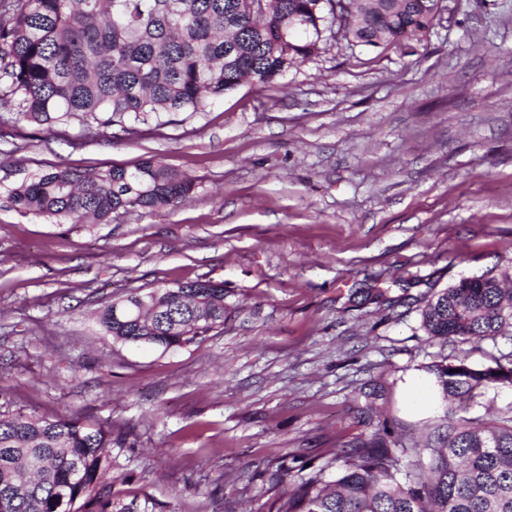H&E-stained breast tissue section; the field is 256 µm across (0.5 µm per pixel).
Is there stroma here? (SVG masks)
<instances>
[{
	"label": "stroma",
	"instance_id": "1",
	"mask_svg": "<svg viewBox=\"0 0 512 512\" xmlns=\"http://www.w3.org/2000/svg\"><path fill=\"white\" fill-rule=\"evenodd\" d=\"M427 37L329 35L279 85L128 139L19 122L0 187L62 164L157 156L194 179L173 210L58 226L0 194V394L112 425V487L156 512H268L271 477L324 468L371 432L424 446L444 406L429 368L512 338L428 341L425 298L512 272V0H442ZM224 284V328L176 350L120 344L96 317L124 292ZM382 300H374L376 291Z\"/></svg>",
	"mask_w": 512,
	"mask_h": 512
}]
</instances>
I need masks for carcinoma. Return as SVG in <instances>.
I'll return each instance as SVG.
<instances>
[{
	"instance_id": "cac0c4a2",
	"label": "carcinoma",
	"mask_w": 512,
	"mask_h": 512,
	"mask_svg": "<svg viewBox=\"0 0 512 512\" xmlns=\"http://www.w3.org/2000/svg\"><path fill=\"white\" fill-rule=\"evenodd\" d=\"M327 0H0V129L25 120H77L92 136L118 125L165 124L204 112L249 78L276 85L320 50ZM441 0H359L362 25L348 43L381 47L424 37ZM303 16L302 30L288 16ZM130 125H125V122ZM194 180L150 156L134 169L57 165L6 189L13 207L54 224L109 223L124 210L185 204ZM114 341L163 350L224 327V283L211 279L131 291L98 311ZM427 340L479 343L512 335V292L491 275L461 277L421 310ZM443 400L474 402L512 387V359L467 358L431 367ZM443 448L388 440L384 423L340 449L331 463L283 491L269 512H512V414L490 422L469 407L448 416ZM337 466L333 481L326 468ZM112 424L46 417L0 403V503L7 512H155L112 494Z\"/></svg>"
}]
</instances>
